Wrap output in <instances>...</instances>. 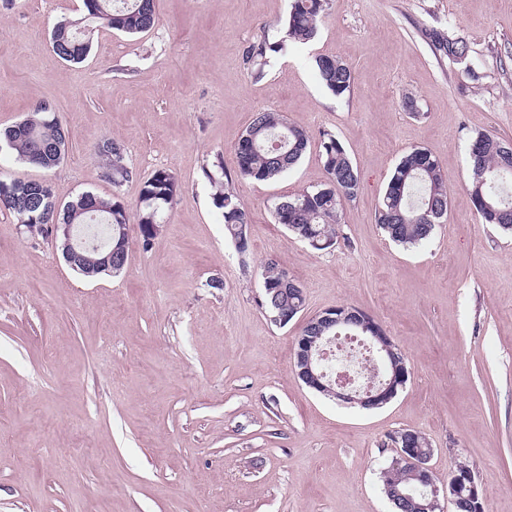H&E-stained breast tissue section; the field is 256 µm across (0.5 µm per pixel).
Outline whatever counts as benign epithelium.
I'll return each instance as SVG.
<instances>
[{"label": "benign epithelium", "mask_w": 512, "mask_h": 512, "mask_svg": "<svg viewBox=\"0 0 512 512\" xmlns=\"http://www.w3.org/2000/svg\"><path fill=\"white\" fill-rule=\"evenodd\" d=\"M51 235L64 238L67 251L62 256L65 262L75 271L84 270L87 277L93 276L101 267L112 266V260L122 256L126 249L124 237L119 238L115 244L109 239L102 245L87 246L80 238L75 224H54ZM314 319L332 325L347 321L368 333L379 350L389 357L391 376L388 382L370 384L362 391L353 387L352 381L343 375L333 380L321 369L326 338L300 336L296 341L293 364L299 379L308 388L320 394H330L342 403L367 409L386 405L396 397L398 389L404 388L410 375L406 360L394 356V351L389 349L391 338L374 316L347 305H338L315 315ZM393 447L396 452L393 468L407 471L409 477L418 482V489L414 492L399 486L397 481L387 485V498L394 507L406 505V512H445L444 502L449 500L453 506H458L465 491L470 500L483 498L482 483L471 471L452 470L448 483L442 485L434 480L433 469L429 465L432 448L415 447L409 434L402 431L395 434Z\"/></svg>", "instance_id": "1"}]
</instances>
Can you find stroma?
<instances>
[{"label":"stroma","instance_id":"obj_1","mask_svg":"<svg viewBox=\"0 0 512 512\" xmlns=\"http://www.w3.org/2000/svg\"><path fill=\"white\" fill-rule=\"evenodd\" d=\"M155 7L153 29H96L71 64L50 32L80 18L82 0H0V128L44 104L69 130L60 167L3 149L0 179L46 180L61 203L111 194L95 149L116 139L134 172L119 191L128 208L156 170L181 185L151 246L130 224L122 273L93 279L0 209V512H394L379 473L407 429L430 442L440 480L466 465L486 512H512V234L480 223L467 191L471 137L512 139V0H330L315 40L259 78L245 51L280 37L289 0ZM431 28L466 38V65L434 54ZM321 54L351 66L350 93L321 84ZM260 110L311 144L277 180H234L251 216L242 255L203 170L219 158L235 171L234 146ZM325 130L361 185L335 245L314 251L272 204L325 183ZM415 148L446 174L448 212L407 250L375 211ZM270 260L305 293L285 326L260 305ZM338 305L373 315L406 359L410 378L382 408L325 398L294 370L302 327Z\"/></svg>","mask_w":512,"mask_h":512}]
</instances>
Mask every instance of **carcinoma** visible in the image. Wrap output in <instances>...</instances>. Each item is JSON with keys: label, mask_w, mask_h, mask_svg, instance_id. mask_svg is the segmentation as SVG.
<instances>
[{"label": "carcinoma", "mask_w": 512, "mask_h": 512, "mask_svg": "<svg viewBox=\"0 0 512 512\" xmlns=\"http://www.w3.org/2000/svg\"><path fill=\"white\" fill-rule=\"evenodd\" d=\"M329 0H291L288 16L282 25V36H267L253 42L246 51V60L256 76L274 55L290 45L307 44L317 35L321 17ZM84 14L78 20L58 22L51 32L54 53L63 61L81 63L91 49L90 34L104 27L128 35L154 28L158 23L155 0H83ZM439 56L456 64L467 60L468 42L452 33L432 29L426 33ZM315 68L322 84L335 96L350 92L354 76L352 68L342 59L320 55ZM28 127L24 135L13 134V127L0 130V142L19 159H32L51 145L61 151L53 157L43 156L41 168L53 169L65 156L69 132L55 113L44 105L36 106L23 120ZM250 135L249 144L238 141L236 146V176L256 182H270L293 169L305 154L310 135L297 125L287 122L284 115L260 110L244 131ZM509 141L496 135L478 133L470 139L468 163L471 180L468 188L475 213L484 224H495L504 231L512 230V160L505 153ZM326 182L314 189H304L294 195L276 200L272 206L275 222L285 226L294 236L311 248L328 249L327 241H336V225L341 223L342 201L357 198L360 174L344 146L330 131L321 133ZM104 173H112L113 191L110 195L85 192L60 208L54 206L51 187L35 179L0 180V207L17 217L27 229L51 235L53 224H79L84 232L99 226L106 230L112 225V240L130 223L129 208L119 195V189L133 177V169L125 162L124 147L108 140L97 147ZM214 206L224 218L228 232L240 254L249 251L248 224L250 213L232 189V177L214 182ZM180 190L178 179L167 170L155 171L143 184L140 192L137 224L143 247H150L161 230L160 214L173 208ZM448 211V183L439 161L428 150L414 148L401 157L387 183L376 210V222L388 238L406 248L426 242L436 224ZM287 273L270 261L265 266L261 306L271 316L300 311L305 305L304 289L294 280H285ZM324 336H360L352 324L334 328L306 323L303 336L317 333Z\"/></svg>", "instance_id": "obj_1"}]
</instances>
